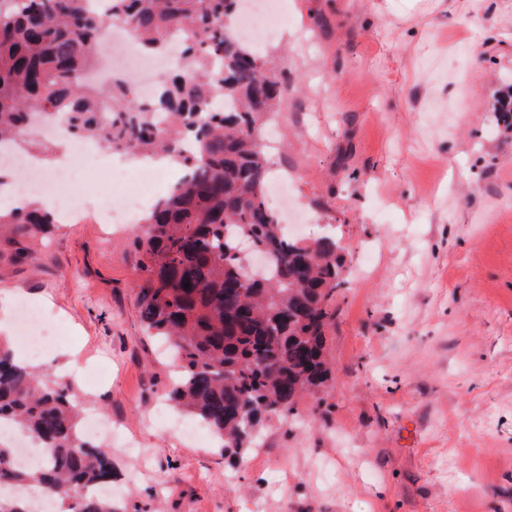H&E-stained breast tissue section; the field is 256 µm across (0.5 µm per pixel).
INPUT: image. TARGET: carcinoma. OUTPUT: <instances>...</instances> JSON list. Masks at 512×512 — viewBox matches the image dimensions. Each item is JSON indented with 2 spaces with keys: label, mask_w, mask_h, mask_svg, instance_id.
Wrapping results in <instances>:
<instances>
[{
  "label": "carcinoma",
  "mask_w": 512,
  "mask_h": 512,
  "mask_svg": "<svg viewBox=\"0 0 512 512\" xmlns=\"http://www.w3.org/2000/svg\"><path fill=\"white\" fill-rule=\"evenodd\" d=\"M88 3L0 0V149L47 147L28 134L42 114L68 121L80 139L184 168L133 234L139 319L167 344L169 399L242 458L258 447L265 421L294 417L298 398L329 379L326 329L343 284L342 247L331 237L290 238L265 205L271 164L260 137L287 87L236 37L242 0H110L112 17L145 47L180 34L183 69L149 102L126 80L104 92L77 79L99 62L104 14ZM54 223L48 210L0 204V242L17 262L32 258L29 242ZM246 245L266 258L258 279L242 265ZM4 422L49 453L41 466L22 468L15 448L0 444V486H35L62 512H112V500L84 493L112 483V458L82 435L72 384L1 341ZM0 512L38 510L25 495L0 493Z\"/></svg>",
  "instance_id": "1"
}]
</instances>
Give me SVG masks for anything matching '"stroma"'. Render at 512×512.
<instances>
[{
	"mask_svg": "<svg viewBox=\"0 0 512 512\" xmlns=\"http://www.w3.org/2000/svg\"><path fill=\"white\" fill-rule=\"evenodd\" d=\"M260 44L288 89L271 175L344 255L329 381L236 463L166 425L168 360L137 311L131 229L87 214L0 251V312L43 307L51 366L112 423L114 512H512V0H284Z\"/></svg>",
	"mask_w": 512,
	"mask_h": 512,
	"instance_id": "1",
	"label": "stroma"
}]
</instances>
